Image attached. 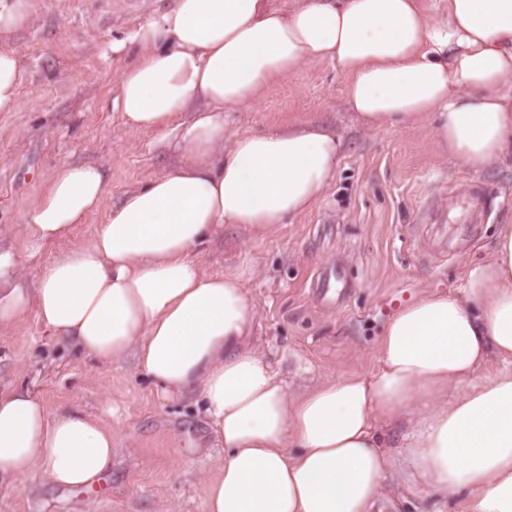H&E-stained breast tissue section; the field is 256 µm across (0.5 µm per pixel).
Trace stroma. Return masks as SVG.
Wrapping results in <instances>:
<instances>
[{
    "mask_svg": "<svg viewBox=\"0 0 512 512\" xmlns=\"http://www.w3.org/2000/svg\"><path fill=\"white\" fill-rule=\"evenodd\" d=\"M163 0H32L31 26L16 33L32 78L17 111L0 112V246L15 250L28 274L67 245L91 239L105 212L77 225L69 241L30 252L20 220L61 166L96 163L107 173L106 202L160 174L173 157L160 131L131 130L115 108L118 74L139 56L127 38ZM291 119L334 127L344 153L334 179L308 212L258 237L228 228L200 258L204 272H245L255 311L245 346L261 353L289 392L320 380L366 373L387 319L427 290L460 285L470 263L486 259L500 225L512 224V157L481 172L440 155L428 127L365 128L345 100L335 63L302 67L271 86L253 107L224 114L229 132H265ZM487 192L484 223L450 225L440 241L435 213L449 192ZM344 272L340 305L316 306L312 288L326 269ZM0 383L27 387L50 409L69 407L115 435L112 467L93 488L62 489L40 477L0 487V512H203L204 478L224 456L202 404L173 398L148 382L134 358L102 367L77 349L60 351L35 313L0 326ZM464 493L404 495L380 512H464Z\"/></svg>",
    "mask_w": 512,
    "mask_h": 512,
    "instance_id": "stroma-1",
    "label": "stroma"
}]
</instances>
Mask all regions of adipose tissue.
Wrapping results in <instances>:
<instances>
[{
    "mask_svg": "<svg viewBox=\"0 0 512 512\" xmlns=\"http://www.w3.org/2000/svg\"><path fill=\"white\" fill-rule=\"evenodd\" d=\"M169 0L112 52L139 45L114 103L135 131L163 130L176 165L106 206L95 164L59 168L22 220L29 249L69 238L105 211L87 243L35 276L0 250V325L35 310L56 342L104 366L135 355L147 379L202 400L224 449L204 512H376L395 466L419 496L466 492L465 512H512V224L451 292H427L385 322L377 365L293 396L240 341L253 323L234 271L198 255L225 226L256 236L310 211L343 153L326 124L291 120L226 134L224 113L251 107L304 65L329 60L369 129L429 124L436 148L475 171L512 155V0ZM30 0H0V112L16 111L30 71L9 43ZM401 429L398 452L387 430ZM111 429L0 386V486L41 476L90 485L112 464Z\"/></svg>",
    "mask_w": 512,
    "mask_h": 512,
    "instance_id": "adipose-tissue-1",
    "label": "adipose tissue"
}]
</instances>
